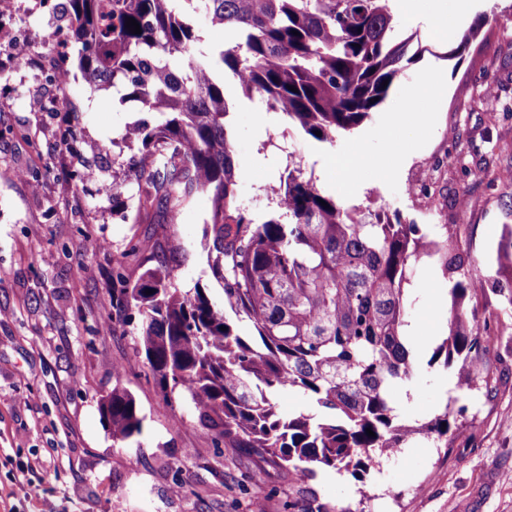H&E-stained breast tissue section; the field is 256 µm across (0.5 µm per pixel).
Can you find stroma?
<instances>
[{
  "mask_svg": "<svg viewBox=\"0 0 512 512\" xmlns=\"http://www.w3.org/2000/svg\"><path fill=\"white\" fill-rule=\"evenodd\" d=\"M64 2L0 0V54L23 41L37 60L0 68V311L8 313L0 318V512H250L257 499L266 512H288L309 496L346 512H512V309L492 297L502 334L483 363L493 393L460 389L455 370L427 364L447 332L449 304L428 259L409 290L416 372L397 409L423 423L466 406L451 451L420 435L382 457L367 484L327 470L292 487L277 465L215 440L188 403L174 411L162 403L136 329L105 331L102 317L112 311L113 277L137 276L158 242L181 288L222 304L205 240L210 200L198 194L176 224H130L101 192L113 156L130 155L120 141L126 126L156 116L85 80L70 44L56 40L70 28L59 17ZM479 18L482 31L466 46L403 19L400 37L414 36L423 55L332 144L230 87L241 204L264 211L271 184L294 161L346 206L417 224L439 211L469 241L474 272L494 273L498 241L512 229V0H476L465 27ZM413 106L434 119L414 127ZM355 150L362 165L337 179L334 159ZM392 150L409 161L380 167ZM118 384L144 418L142 435L124 443L113 442L100 411Z\"/></svg>",
  "mask_w": 512,
  "mask_h": 512,
  "instance_id": "obj_1",
  "label": "stroma"
}]
</instances>
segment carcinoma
I'll return each instance as SVG.
<instances>
[{
  "mask_svg": "<svg viewBox=\"0 0 512 512\" xmlns=\"http://www.w3.org/2000/svg\"><path fill=\"white\" fill-rule=\"evenodd\" d=\"M72 47L88 80L112 87L121 104L157 114L137 121L113 160L134 186L133 224H177L198 193L210 197L208 262L224 308L200 288L176 287L164 246L142 258L134 279L116 275L114 321L138 322L144 367L174 410L189 397L199 423L227 448H252L290 484L334 469L365 482L377 458L417 435L454 447L450 412L412 424L397 413L394 390L412 377L405 335L407 285L427 257L448 283L447 336L429 363L458 369L469 391L493 389L481 358L497 321L478 319L489 294L512 306V236L498 246L497 269L479 275L468 249L430 225L347 208L324 194L301 166L272 189L257 217L239 202L242 160L227 129L230 106L216 69L245 95L317 140L358 126L404 72L408 40H397L392 0H67ZM224 25V44L205 51L186 9ZM139 23L141 33L126 27ZM388 86H383V81ZM297 88L293 92L289 87ZM327 206H322V203ZM246 321L252 335H240ZM301 392L313 414L283 417L277 399ZM101 412L112 439L142 433L133 396L114 387ZM375 436L370 437L366 429ZM297 512H349L320 498Z\"/></svg>",
  "mask_w": 512,
  "mask_h": 512,
  "instance_id": "carcinoma-1",
  "label": "carcinoma"
}]
</instances>
